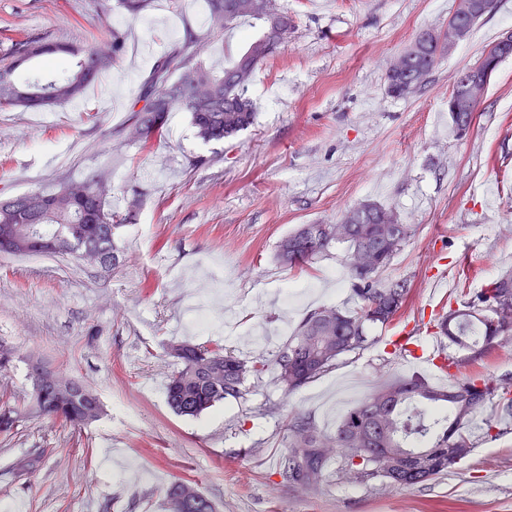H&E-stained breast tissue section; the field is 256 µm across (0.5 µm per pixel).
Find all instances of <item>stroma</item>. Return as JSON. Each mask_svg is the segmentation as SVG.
I'll use <instances>...</instances> for the list:
<instances>
[{
  "label": "stroma",
  "mask_w": 512,
  "mask_h": 512,
  "mask_svg": "<svg viewBox=\"0 0 512 512\" xmlns=\"http://www.w3.org/2000/svg\"><path fill=\"white\" fill-rule=\"evenodd\" d=\"M279 4L293 26L248 88L253 125L206 143L177 109L146 153L131 118L155 61L192 34L205 64L222 70L250 26L211 28L207 0H153L136 17L118 0H0V55L22 40L101 48L115 27L148 45L136 67L105 73L119 110L89 96L42 111L0 108V198L100 173L113 210L135 212L115 239L121 264L112 270L68 255L0 254V343L14 351L0 392L23 415L0 434V504L10 512H167L165 489L181 478L218 512H512V422L493 439L473 430V452L417 488L345 480L333 462L315 489L279 475L291 418L334 431L387 378L406 375L397 338L425 353L435 311L512 268V59L492 76L465 137L448 118L455 74L512 30V0H497L405 98L388 91L390 61L419 31L444 30L456 0ZM367 203L414 230L381 274L410 279L403 315L299 390L268 373L199 417L175 415L165 396L171 344L219 339L270 360L312 310L352 305L345 246L303 273L275 254L300 225L334 224ZM205 268L221 297L200 327L188 304L205 286L192 274ZM447 353L460 374L512 378V349L478 361L466 349ZM34 357L91 387L100 419L76 429L33 414Z\"/></svg>",
  "instance_id": "1"
}]
</instances>
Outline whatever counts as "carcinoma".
Masks as SVG:
<instances>
[{
	"mask_svg": "<svg viewBox=\"0 0 512 512\" xmlns=\"http://www.w3.org/2000/svg\"><path fill=\"white\" fill-rule=\"evenodd\" d=\"M235 0H208L209 14L226 31L244 22L258 27V33L228 60L221 75L207 70L198 60L197 44L184 43L162 56L147 81L140 99L144 105L135 111L134 124L143 130L141 149L149 151L165 138L168 113L182 108L191 114L192 125L206 142H220L247 129L254 120L253 103L247 97L257 65L275 53L277 45L264 42L265 26L260 5L277 9V0H240L241 9L223 21L224 9ZM121 31L112 30L108 51L46 43L31 47L18 42L14 52L0 59V74H10L12 86L0 85V107L33 104L20 100L15 91L39 92L56 107L80 96L91 74L121 59ZM65 54L71 66L43 81L20 82L16 71L35 56ZM196 65L194 77L183 75L168 84L170 74L182 70L187 57ZM252 57L248 66L242 57ZM108 185L103 175H91L81 181L60 184L41 193L44 206L39 210L1 208L0 224H17L18 237L27 241L28 224L39 226L41 238L65 247V254L81 257L85 242L74 233L73 225L95 223L89 242L100 255L103 268L120 263L114 240L126 219H114L108 200ZM412 235L409 224H384L375 213L356 224H302L286 236L288 253L277 252L281 266L305 272L313 260L326 253L332 244L347 245L345 266L356 297L350 310L321 307L300 323L282 352L269 361L242 358L228 350L221 340L203 345L184 344L177 356L176 368L169 374L166 400L180 416L197 417L216 404L239 398L248 378L256 380L268 371L290 392L296 391L334 368L343 356L371 345V326L386 325L400 316L407 305L411 282L408 278L383 281L379 274L402 250ZM498 303L512 309V271L501 273L479 291L449 310L435 324L438 334L465 349L482 346L483 352L512 334V324L493 326L490 305ZM498 400L501 414L512 416V379L463 378L452 389L435 388L420 376L393 377L386 380L357 406L350 409L336 432L325 433L311 421L296 417L288 426V454L281 461V474L289 482H302L316 488L323 478L328 457L341 449L336 473L358 474L357 481L381 480L395 489L411 488L450 472L474 448L467 431L471 416L492 399ZM32 409L40 416L80 428L98 420L103 406L98 395L85 384L77 383L71 392L56 391L47 385L33 388ZM21 414L0 394V433L16 428L10 417ZM398 462L384 465L383 454ZM361 462H354L355 457Z\"/></svg>",
	"mask_w": 512,
	"mask_h": 512,
	"instance_id": "cac0c4a2",
	"label": "carcinoma"
}]
</instances>
